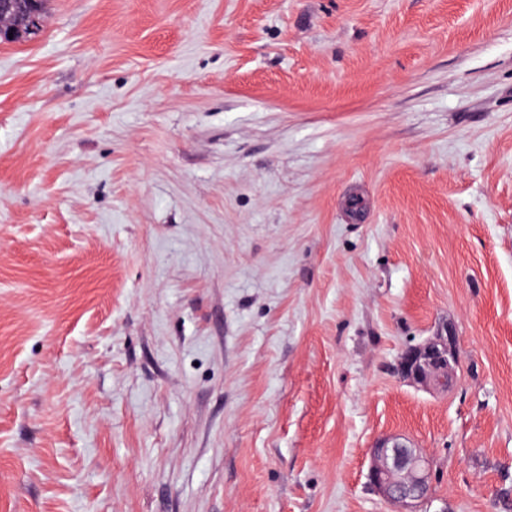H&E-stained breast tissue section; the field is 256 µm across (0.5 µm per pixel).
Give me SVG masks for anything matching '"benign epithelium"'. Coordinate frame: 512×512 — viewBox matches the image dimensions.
I'll use <instances>...</instances> for the list:
<instances>
[{
	"mask_svg": "<svg viewBox=\"0 0 512 512\" xmlns=\"http://www.w3.org/2000/svg\"><path fill=\"white\" fill-rule=\"evenodd\" d=\"M43 17L16 0H0V39L13 36L37 37ZM458 339L452 325L445 323L436 333L405 347L398 359L397 373L412 386L436 394H446L457 379ZM367 483L370 489L396 512H422L430 501L432 487L430 461L414 442L403 434L377 439L369 448Z\"/></svg>",
	"mask_w": 512,
	"mask_h": 512,
	"instance_id": "obj_1",
	"label": "benign epithelium"
}]
</instances>
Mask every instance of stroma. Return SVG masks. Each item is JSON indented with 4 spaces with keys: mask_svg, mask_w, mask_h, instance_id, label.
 <instances>
[{
    "mask_svg": "<svg viewBox=\"0 0 512 512\" xmlns=\"http://www.w3.org/2000/svg\"><path fill=\"white\" fill-rule=\"evenodd\" d=\"M451 324L458 382L396 373ZM512 512V0H48L0 43V512ZM367 483L370 489L398 512H421L432 497L430 461L403 434L378 438L369 448Z\"/></svg>",
    "mask_w": 512,
    "mask_h": 512,
    "instance_id": "stroma-1",
    "label": "stroma"
}]
</instances>
